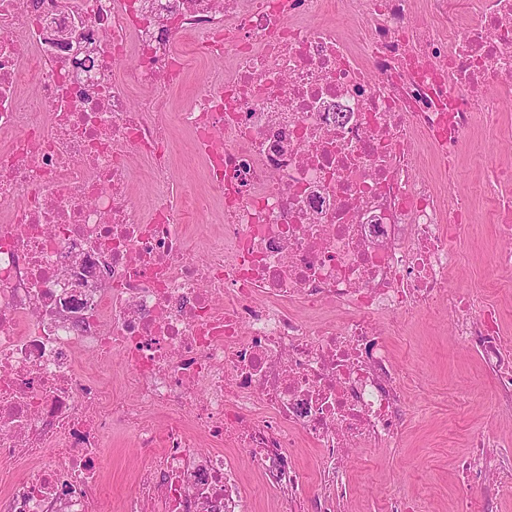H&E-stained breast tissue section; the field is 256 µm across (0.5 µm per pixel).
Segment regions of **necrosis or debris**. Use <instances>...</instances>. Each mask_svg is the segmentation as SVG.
<instances>
[{"label":"necrosis or debris","instance_id":"obj_1","mask_svg":"<svg viewBox=\"0 0 512 512\" xmlns=\"http://www.w3.org/2000/svg\"><path fill=\"white\" fill-rule=\"evenodd\" d=\"M510 97L512 0H0V512H96L121 433L150 451L122 512H252L229 448L337 512L349 450L399 442L387 336L422 312L512 409L500 308L448 287L480 194L512 272V161L455 180ZM497 445L460 469L511 493ZM473 153H479L483 158V166L490 167L494 163L493 150L489 144L478 137L463 145V155H465L464 164L460 168L457 177V188L462 192H467L474 178L482 177L483 167L475 169L470 164V156Z\"/></svg>","mask_w":512,"mask_h":512}]
</instances>
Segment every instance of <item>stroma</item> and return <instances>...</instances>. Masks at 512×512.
<instances>
[{"label":"stroma","mask_w":512,"mask_h":512,"mask_svg":"<svg viewBox=\"0 0 512 512\" xmlns=\"http://www.w3.org/2000/svg\"><path fill=\"white\" fill-rule=\"evenodd\" d=\"M491 207L490 200L480 201V218L466 233L464 258L448 279L449 288L485 300L492 296L488 284L495 276L489 264L496 245L494 227L486 220ZM388 342L396 361L412 376L403 392L401 443L352 450L350 483L338 512H385L386 499L394 494L417 499L423 512H456L459 495L476 500L488 495L487 489H467L459 480L458 464L472 433L483 429L511 441L512 412L496 405L479 359L458 346L445 323L420 313L407 329L389 333ZM144 457L130 439L102 449L100 465L112 485V498L99 512H121Z\"/></svg>","instance_id":"35a3bbf8"}]
</instances>
